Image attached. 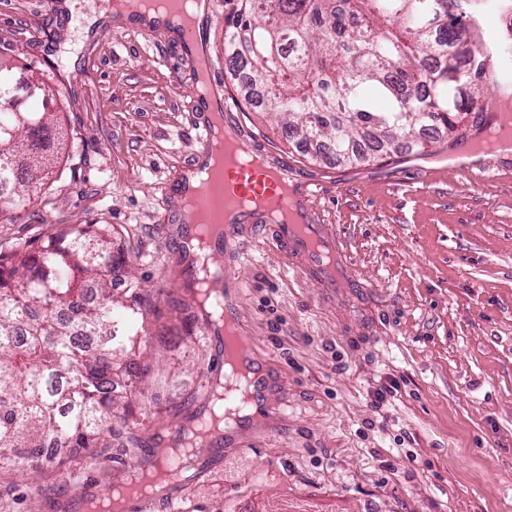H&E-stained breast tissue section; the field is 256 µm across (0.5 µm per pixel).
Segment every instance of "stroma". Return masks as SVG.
I'll list each match as a JSON object with an SVG mask.
<instances>
[{"mask_svg":"<svg viewBox=\"0 0 512 512\" xmlns=\"http://www.w3.org/2000/svg\"><path fill=\"white\" fill-rule=\"evenodd\" d=\"M210 0L201 35L224 81L225 121L239 125L291 182L320 183L311 200L353 260L339 288H318L245 220L225 256L226 296L269 376L266 416L237 425L188 486L204 512H512V153H440L352 166L313 163L269 115L243 110L224 66V18ZM179 35L102 0H0V59L40 75L64 134L47 204L0 215V243L40 241L63 224H112L126 261L163 302L164 341L148 367L143 446L169 436L208 399L218 338L166 302L184 298L180 181L203 155L206 114L182 77ZM432 179L419 183L421 172ZM398 389L383 405L374 393ZM40 498L18 485L11 512H75L58 480Z\"/></svg>","mask_w":512,"mask_h":512,"instance_id":"obj_1","label":"stroma"}]
</instances>
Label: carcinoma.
Listing matches in <instances>:
<instances>
[{
  "label": "carcinoma",
  "mask_w": 512,
  "mask_h": 512,
  "mask_svg": "<svg viewBox=\"0 0 512 512\" xmlns=\"http://www.w3.org/2000/svg\"><path fill=\"white\" fill-rule=\"evenodd\" d=\"M512 0H236L224 18V63L248 68L266 92L260 108L281 118L282 134L313 162L353 165L423 146L428 128L456 133L477 125L481 86L501 74L482 63L464 19ZM498 64L512 63V40L497 41ZM13 68L0 61V214L41 200L54 138L48 115L26 123L12 112ZM112 224L64 225L43 241L0 245V508L25 469L41 478L42 449L59 464L85 452L112 460V439H141L130 420L145 403L133 359L154 339L157 297L130 276L112 297L122 259ZM23 449L24 455L16 453Z\"/></svg>",
  "instance_id": "obj_1"
}]
</instances>
